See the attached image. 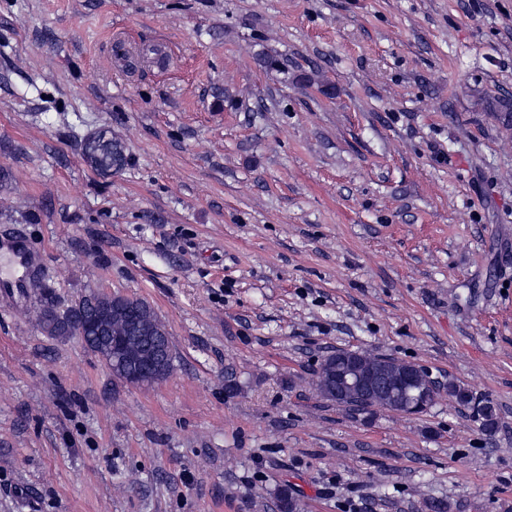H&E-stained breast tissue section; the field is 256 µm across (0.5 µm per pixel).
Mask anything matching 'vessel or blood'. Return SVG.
<instances>
[{
  "label": "vessel or blood",
  "mask_w": 512,
  "mask_h": 512,
  "mask_svg": "<svg viewBox=\"0 0 512 512\" xmlns=\"http://www.w3.org/2000/svg\"><path fill=\"white\" fill-rule=\"evenodd\" d=\"M0 255L8 257L17 269L15 277L0 280V300L15 305L27 303L29 282L40 278L43 272L40 258L19 229L0 235Z\"/></svg>",
  "instance_id": "vessel-or-blood-1"
}]
</instances>
